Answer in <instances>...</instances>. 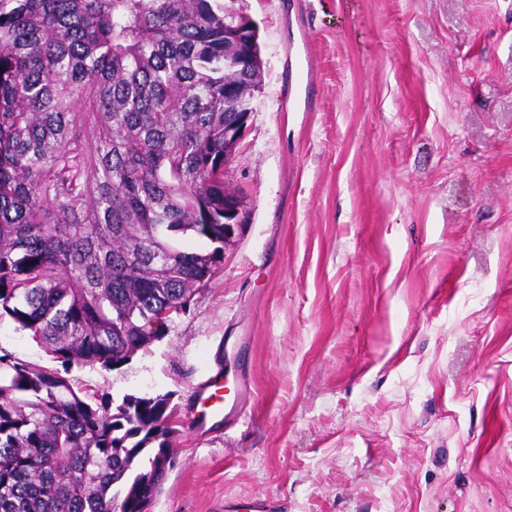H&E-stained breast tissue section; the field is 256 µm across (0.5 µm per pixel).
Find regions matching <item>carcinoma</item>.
I'll use <instances>...</instances> for the list:
<instances>
[{"label": "carcinoma", "mask_w": 512, "mask_h": 512, "mask_svg": "<svg viewBox=\"0 0 512 512\" xmlns=\"http://www.w3.org/2000/svg\"><path fill=\"white\" fill-rule=\"evenodd\" d=\"M235 3L0 0V318L64 366L128 362L224 263ZM0 374V512H151L169 395L113 409L56 370Z\"/></svg>", "instance_id": "carcinoma-1"}]
</instances>
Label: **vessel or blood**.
Here are the masks:
<instances>
[{
    "mask_svg": "<svg viewBox=\"0 0 512 512\" xmlns=\"http://www.w3.org/2000/svg\"><path fill=\"white\" fill-rule=\"evenodd\" d=\"M246 391L243 376H235L230 383L224 382L218 374L207 377L197 386L200 423L218 420L230 425L239 421L244 414Z\"/></svg>",
    "mask_w": 512,
    "mask_h": 512,
    "instance_id": "1",
    "label": "vessel or blood"
}]
</instances>
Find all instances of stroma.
<instances>
[{
	"label": "stroma",
	"instance_id": "1",
	"mask_svg": "<svg viewBox=\"0 0 512 512\" xmlns=\"http://www.w3.org/2000/svg\"><path fill=\"white\" fill-rule=\"evenodd\" d=\"M249 222L168 334L74 389L168 394L152 512H512V0H237ZM0 354L52 360L0 320ZM240 423L195 427L220 364Z\"/></svg>",
	"mask_w": 512,
	"mask_h": 512
}]
</instances>
